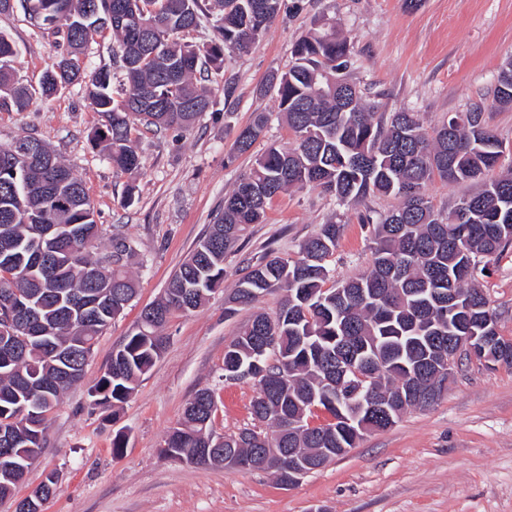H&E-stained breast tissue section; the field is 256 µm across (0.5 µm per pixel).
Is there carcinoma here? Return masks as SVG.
Masks as SVG:
<instances>
[{"instance_id":"1","label":"carcinoma","mask_w":512,"mask_h":512,"mask_svg":"<svg viewBox=\"0 0 512 512\" xmlns=\"http://www.w3.org/2000/svg\"><path fill=\"white\" fill-rule=\"evenodd\" d=\"M283 0H0V14L18 6L27 22L42 29L33 4L63 21L61 57L46 71L38 93L48 99L65 86H83L101 117L94 139L107 142L112 165L123 172L140 168L130 140L131 118L148 128L184 131L215 105L213 90L195 79L203 65L216 68L224 51L245 52L278 15ZM128 16L113 21L112 33L124 71L122 98L112 93L109 69L84 66L92 26L107 10ZM209 20L210 44L184 43L181 33ZM15 48L0 32V110H26L33 92L16 82ZM353 64L347 40L319 26L296 41L292 64L271 74L278 107L294 141L271 145L254 158L248 175L224 195L217 222L199 239L174 272L164 296L112 350L104 374L90 387L93 404L125 402L161 356L167 337L161 328L176 311L202 306L224 282V261L243 233L264 221L275 197L295 188L320 187L347 209L373 195L399 204L378 219L367 213L358 222L372 226V264L368 271L333 280L329 260L342 225L328 222L299 246L289 261L269 255L236 284L232 301L249 305L283 292L279 313L262 312L226 346L224 380L243 381L253 360L267 365V382L257 381L251 414L266 433L244 428L222 436L212 448L213 394L198 391L185 405L182 421L165 437L160 452L189 458L200 448L220 456L229 448L282 479L288 458L335 456L355 447L364 433L383 431L410 408H426L441 396L448 341L463 336L460 325L472 318L471 333L495 336L506 350L490 363L512 367V339L500 335L497 315L474 286L477 274L512 248V171L488 177L498 163L502 141L476 109L451 116L427 131L413 112L375 118L356 84L339 71ZM496 102L512 99V66L503 67ZM268 117L259 112L237 134L232 151L248 153L264 135ZM51 177L38 156L19 163L10 147H0V280L11 276L16 302L38 311L30 331L10 353L0 354V423L21 407L37 418H16L10 438H0V500L14 495L25 471L18 452L36 460L46 442L47 414L62 395L80 383L103 330L136 296L125 259L133 242L114 235L111 250L92 256L101 234L82 182L62 162ZM482 182L438 212L426 189ZM460 310L451 312L448 292ZM387 406L386 414L362 410L365 396ZM330 419L308 422L314 410ZM50 474L15 512L35 507L55 492Z\"/></svg>"}]
</instances>
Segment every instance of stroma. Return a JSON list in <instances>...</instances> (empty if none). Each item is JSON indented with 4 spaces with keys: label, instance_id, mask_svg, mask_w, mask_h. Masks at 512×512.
I'll return each instance as SVG.
<instances>
[{
    "label": "stroma",
    "instance_id": "stroma-1",
    "mask_svg": "<svg viewBox=\"0 0 512 512\" xmlns=\"http://www.w3.org/2000/svg\"><path fill=\"white\" fill-rule=\"evenodd\" d=\"M288 4L249 52H225L222 68L209 70L205 82L215 90L234 83L230 103L202 113L186 131L153 133L133 125L131 139L141 157L137 173L113 168L93 141L98 116L83 88L34 99L24 112L0 111V146L35 136L82 182L103 231L98 253L109 250L116 232L135 242L129 268L139 288L99 337L83 382L49 413L46 445L14 498L0 501V512H15L17 500L50 472L58 476L57 489L43 512H512V369L476 361L454 370L434 405L408 410L393 427L365 435L348 453L289 487L267 471L198 467L159 453L186 402L201 389L214 394L215 435L253 423L255 388L248 381H224V350L253 311L276 315L281 296L229 311L242 267L271 250L297 259L303 240L339 218L345 228L330 259L333 276L359 274L371 264L372 241L355 213L378 216L394 206L391 197L368 198L353 211L318 188L280 194L264 223L253 225L227 257L224 283L205 306L171 315L163 353L126 403L104 409L88 395L113 348L160 298L255 154L268 143L291 142L287 127L275 119L276 94L265 83L271 70L288 67L294 42L313 24L335 25L347 37L354 60L348 77L377 116L414 112L430 128L481 105L487 127L505 145L499 167H512V107L495 101L498 74L512 61V0ZM0 30L15 44L20 82L38 88L59 58L57 38L31 27L18 10L0 15ZM257 112L274 116L266 139L227 163L238 131ZM479 286L501 335L512 336V249ZM119 432L124 446L116 454L112 441Z\"/></svg>",
    "mask_w": 512,
    "mask_h": 512
}]
</instances>
